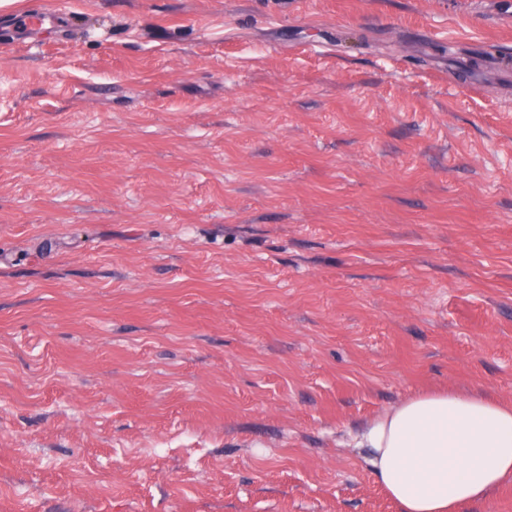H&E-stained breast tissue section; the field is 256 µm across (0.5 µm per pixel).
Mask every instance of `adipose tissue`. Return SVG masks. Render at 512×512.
Here are the masks:
<instances>
[{"label": "adipose tissue", "mask_w": 512, "mask_h": 512, "mask_svg": "<svg viewBox=\"0 0 512 512\" xmlns=\"http://www.w3.org/2000/svg\"><path fill=\"white\" fill-rule=\"evenodd\" d=\"M354 445L399 512H460L512 482V402L423 393L369 420Z\"/></svg>", "instance_id": "ef3b65f1"}]
</instances>
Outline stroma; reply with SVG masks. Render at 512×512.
Listing matches in <instances>:
<instances>
[{
	"instance_id": "1",
	"label": "stroma",
	"mask_w": 512,
	"mask_h": 512,
	"mask_svg": "<svg viewBox=\"0 0 512 512\" xmlns=\"http://www.w3.org/2000/svg\"><path fill=\"white\" fill-rule=\"evenodd\" d=\"M445 389L512 399L500 0L0 7V512H399L351 441Z\"/></svg>"
}]
</instances>
